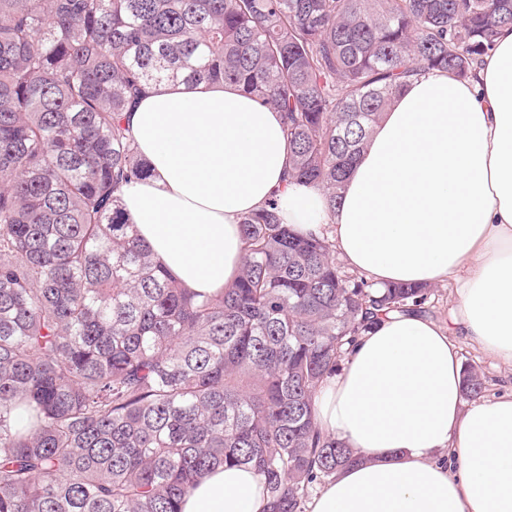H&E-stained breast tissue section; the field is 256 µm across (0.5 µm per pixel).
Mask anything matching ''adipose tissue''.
Here are the masks:
<instances>
[{"mask_svg": "<svg viewBox=\"0 0 512 512\" xmlns=\"http://www.w3.org/2000/svg\"><path fill=\"white\" fill-rule=\"evenodd\" d=\"M146 178L124 211L183 285L216 294L239 274L241 216L280 193L294 231H328L374 284L453 280L449 326L389 313L363 332L316 396V421L354 448L308 512H512V393L464 404L452 331L512 363V28L473 75L433 72L401 92L353 165L335 212L286 182L280 114L238 87H148L127 115ZM253 470L205 475L182 512H262Z\"/></svg>", "mask_w": 512, "mask_h": 512, "instance_id": "adipose-tissue-1", "label": "adipose tissue"}]
</instances>
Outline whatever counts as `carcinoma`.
Instances as JSON below:
<instances>
[{"instance_id": "1", "label": "carcinoma", "mask_w": 512, "mask_h": 512, "mask_svg": "<svg viewBox=\"0 0 512 512\" xmlns=\"http://www.w3.org/2000/svg\"><path fill=\"white\" fill-rule=\"evenodd\" d=\"M505 28L512 0H0V512H182L226 465L263 512H305L360 461L315 396L431 287L354 277L274 196L240 222L237 278L184 288L120 205L146 173L123 113L150 83L237 85L331 210L407 81L467 79ZM484 390L467 366L463 397Z\"/></svg>"}]
</instances>
